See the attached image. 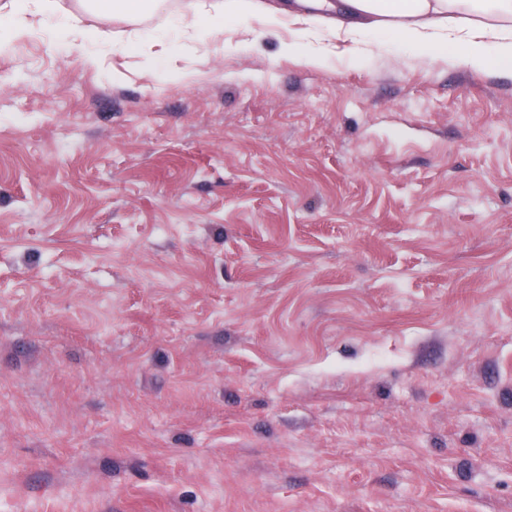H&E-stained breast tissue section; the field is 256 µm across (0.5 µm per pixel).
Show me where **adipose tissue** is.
Here are the masks:
<instances>
[{
  "instance_id": "ef3b65f1",
  "label": "adipose tissue",
  "mask_w": 512,
  "mask_h": 512,
  "mask_svg": "<svg viewBox=\"0 0 512 512\" xmlns=\"http://www.w3.org/2000/svg\"><path fill=\"white\" fill-rule=\"evenodd\" d=\"M256 15L263 17L267 34H278L283 26L278 10L263 7L260 0H215L209 10L180 14L172 28L142 32L132 40L103 26H83L61 0H8L0 15V54L16 41L41 32L51 34L63 47L81 36L97 45L85 55V66L99 70L104 66L100 47L129 48L147 55L157 43L176 50L189 34L205 44L220 43L225 23H242ZM302 22V29L283 42L282 49L311 66L325 62L311 46V36L341 40L366 56L375 48L369 40L373 34L398 39L419 51L452 53L461 66L475 71L512 66V0H314Z\"/></svg>"
}]
</instances>
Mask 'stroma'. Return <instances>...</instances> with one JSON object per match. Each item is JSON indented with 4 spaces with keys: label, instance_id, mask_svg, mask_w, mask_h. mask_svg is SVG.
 <instances>
[{
    "label": "stroma",
    "instance_id": "obj_1",
    "mask_svg": "<svg viewBox=\"0 0 512 512\" xmlns=\"http://www.w3.org/2000/svg\"><path fill=\"white\" fill-rule=\"evenodd\" d=\"M89 49L0 58V512H512V68Z\"/></svg>",
    "mask_w": 512,
    "mask_h": 512
}]
</instances>
